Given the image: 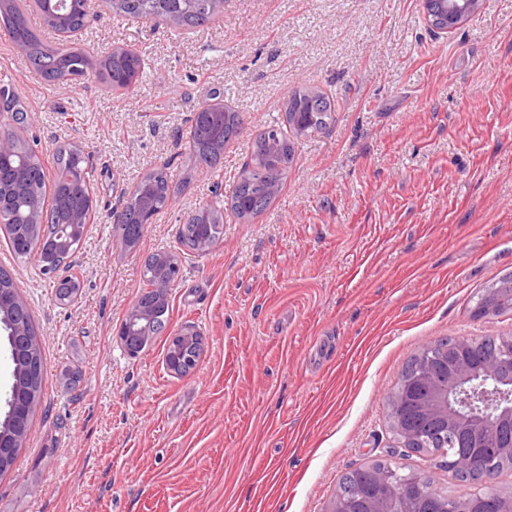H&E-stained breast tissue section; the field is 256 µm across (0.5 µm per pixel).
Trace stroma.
Listing matches in <instances>:
<instances>
[{
  "label": "stroma",
  "mask_w": 512,
  "mask_h": 512,
  "mask_svg": "<svg viewBox=\"0 0 512 512\" xmlns=\"http://www.w3.org/2000/svg\"><path fill=\"white\" fill-rule=\"evenodd\" d=\"M67 44L149 58L128 91L56 84L0 28V87L34 115L25 142L50 171L59 148H88L99 199L68 305L0 230L43 359L0 512H327L341 476L379 460L469 493L440 456L397 444L387 399L433 341L512 336V309L472 315L512 274V0L449 34L421 0H224L201 27L112 16ZM303 87L333 96L334 122L295 138L262 213L225 215L208 252H182V224L230 197L254 136ZM215 96L242 126L209 167L183 133ZM160 168L177 190L125 247L112 213ZM158 252L181 267L169 322L133 356L119 329ZM189 325L202 351L178 377L164 349Z\"/></svg>",
  "instance_id": "1"
}]
</instances>
